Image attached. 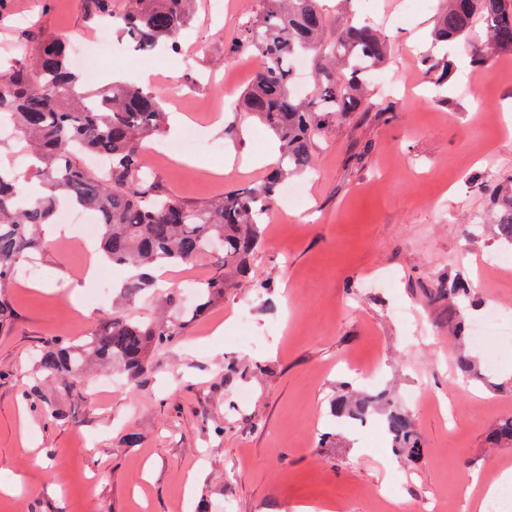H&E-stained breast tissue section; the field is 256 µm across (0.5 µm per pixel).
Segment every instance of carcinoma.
Instances as JSON below:
<instances>
[{
	"mask_svg": "<svg viewBox=\"0 0 512 512\" xmlns=\"http://www.w3.org/2000/svg\"><path fill=\"white\" fill-rule=\"evenodd\" d=\"M84 0L101 19L144 49L159 46L175 52L178 39L192 20L193 0ZM480 20L486 33L483 47L472 54L478 68H488L501 51L512 52V0H446L438 13L432 39L436 43L465 42ZM36 44L28 63L7 62L0 71V118L21 135L22 152L34 160L41 192L32 196L27 181L0 168V334L11 326L12 309L3 290L11 287L22 263L41 244L43 227L54 223L62 202L99 214L100 250L115 265L176 266L209 259L211 274L198 286L196 305L183 310L176 296L168 298L169 318L135 320L114 316L90 332L81 343L54 339L43 346L40 373L51 377L82 376L84 364L95 359L117 365L135 383L148 364L149 353L185 335L238 279L249 274L250 258L263 236L266 214L290 173L314 166L313 143L331 117L368 112V80L362 68L376 69L390 54L388 36L364 22L352 21L330 32L325 0H262L254 21L246 22L231 47L250 51L266 65L241 92L236 114L261 122L278 143L277 166L258 183L225 191L203 204H187L151 179L142 163L143 142L159 131L161 95L129 83L93 93L79 83L81 74L70 61L61 38H46L31 30ZM312 57L317 76L313 89L292 90V63ZM426 74L439 87L448 83V66L424 59ZM495 212L493 237L512 246V183L489 193ZM152 286L144 274L125 282L132 299ZM473 288L462 277L441 278L423 288L431 305L442 307L461 343L468 324L458 302ZM383 393L355 396L345 387L330 401L336 423L373 421L390 437L394 453L410 462L424 453V442L411 415L393 403L380 409ZM495 445H512V416L492 431Z\"/></svg>",
	"mask_w": 512,
	"mask_h": 512,
	"instance_id": "cac0c4a2",
	"label": "carcinoma"
}]
</instances>
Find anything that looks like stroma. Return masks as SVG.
<instances>
[{
	"label": "stroma",
	"mask_w": 512,
	"mask_h": 512,
	"mask_svg": "<svg viewBox=\"0 0 512 512\" xmlns=\"http://www.w3.org/2000/svg\"><path fill=\"white\" fill-rule=\"evenodd\" d=\"M208 2L197 0L179 53L143 52L116 35L110 65L164 94L165 113L190 119L199 141L223 143L218 156L149 163L164 187L197 204L259 181V157L276 148L252 118H241L235 142L214 128L233 118L225 93L252 80L229 47L261 4L238 0L213 17ZM367 8L392 42L383 71L400 94L371 83V112L328 124L314 171L295 178L303 201L278 196L243 286L153 351L136 384L103 368L87 380L39 378L48 341L78 342L112 316L150 317L162 305L157 292L90 303L98 283L85 278L78 225H53L32 261L39 279L5 290L13 321L0 335V482L23 491L0 493V512H478L483 485L512 469V447L487 439L512 415V354L483 380L462 382L460 346L420 290L501 250L480 228L488 203L479 186L512 179V128L498 120L512 113V78L473 69L471 47L452 45L456 79L475 73L479 87L468 97L455 85L436 89L419 61L434 10L405 19L403 0ZM22 12L46 36L70 40L96 27L80 0H7L0 47L31 51L16 24ZM492 306L512 311V272L486 270L462 308L470 317ZM243 310L251 338L236 344ZM370 367L376 390L413 415L425 444L418 462L397 456L382 433L331 428V397L350 380L365 387ZM49 407L64 419L47 420ZM330 431L336 445L326 448Z\"/></svg>",
	"instance_id": "obj_1"
}]
</instances>
